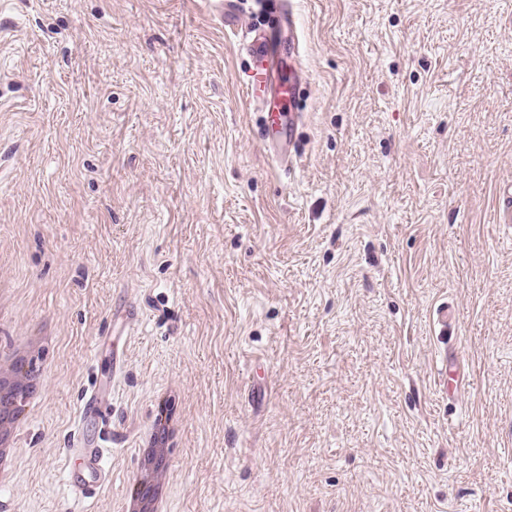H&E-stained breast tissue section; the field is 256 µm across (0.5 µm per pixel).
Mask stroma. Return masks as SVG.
I'll list each match as a JSON object with an SVG mask.
<instances>
[{
    "label": "stroma",
    "instance_id": "1",
    "mask_svg": "<svg viewBox=\"0 0 512 512\" xmlns=\"http://www.w3.org/2000/svg\"><path fill=\"white\" fill-rule=\"evenodd\" d=\"M292 3L287 171L206 0H0V285L11 334L55 336L0 512H116L172 389L168 512H512V0ZM95 381L112 457L80 503ZM102 389L97 383L90 387L81 398V404L77 413L78 423L72 434L69 447L64 448V460L68 469V479L71 488L88 497L91 490H96L103 485L104 473L107 466V454L112 448V427L108 420L102 419L103 427L100 429L97 438L90 442L85 439L83 422L88 412L98 407L101 402ZM104 428V429H103ZM80 457V472H74L70 467V460L73 456Z\"/></svg>",
    "mask_w": 512,
    "mask_h": 512
}]
</instances>
